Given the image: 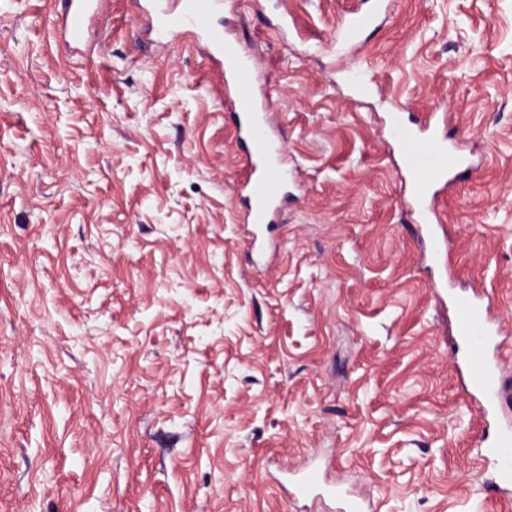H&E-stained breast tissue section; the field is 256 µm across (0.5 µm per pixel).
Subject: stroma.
I'll use <instances>...</instances> for the list:
<instances>
[{
  "label": "stroma",
  "instance_id": "1",
  "mask_svg": "<svg viewBox=\"0 0 512 512\" xmlns=\"http://www.w3.org/2000/svg\"><path fill=\"white\" fill-rule=\"evenodd\" d=\"M228 0L294 166L249 248L247 171L204 43L112 0L90 45L0 0V512H512L429 289L489 290L512 363V0ZM444 112L472 165L424 257L386 114ZM373 22L374 13L351 11L346 17L341 30L343 37L349 41L355 40L362 31L371 27Z\"/></svg>",
  "mask_w": 512,
  "mask_h": 512
}]
</instances>
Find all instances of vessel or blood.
<instances>
[{
  "instance_id": "vessel-or-blood-1",
  "label": "vessel or blood",
  "mask_w": 512,
  "mask_h": 512,
  "mask_svg": "<svg viewBox=\"0 0 512 512\" xmlns=\"http://www.w3.org/2000/svg\"><path fill=\"white\" fill-rule=\"evenodd\" d=\"M55 14L61 40L73 50L85 45L89 32L107 7L108 0H58ZM175 8L159 7L149 22L156 43L191 37L206 41L214 55L217 77L224 97L235 109V125L244 146L248 171L239 192L244 203L243 219L249 224L273 223L284 199L288 164L282 156L269 124L272 101L258 97L255 70L251 58L225 39L214 25V16L222 0H175ZM374 15L353 11L346 17L342 34L352 41L372 26ZM428 126L413 129L394 120L393 135L400 141L413 180V200L426 226L437 220L433 189L448 176L463 172L466 162L449 146L447 139L430 137ZM432 292H446L456 313L461 348L454 353L467 377V393L477 403L485 420L496 419L504 400L505 366L498 356L501 324L493 314L490 296L483 289L468 292L447 290L444 283L431 282ZM483 459L494 468L499 485L512 486V424L502 425L494 436L482 437Z\"/></svg>"
}]
</instances>
